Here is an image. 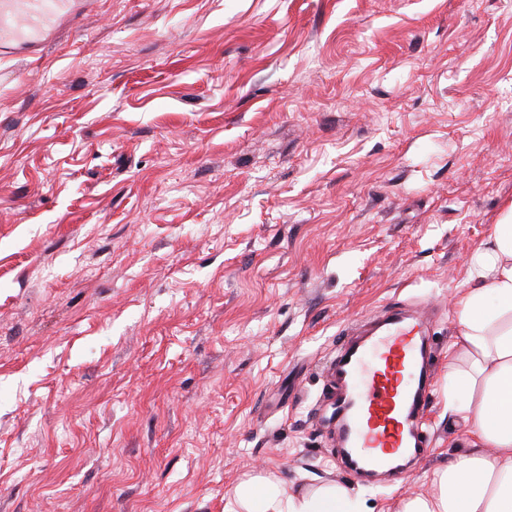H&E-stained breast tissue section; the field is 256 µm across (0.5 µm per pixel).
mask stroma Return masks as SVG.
<instances>
[{"label":"stroma","mask_w":512,"mask_h":512,"mask_svg":"<svg viewBox=\"0 0 512 512\" xmlns=\"http://www.w3.org/2000/svg\"><path fill=\"white\" fill-rule=\"evenodd\" d=\"M512 204V0H98L0 56V512H372L463 446L448 349ZM431 308L426 456L347 475L324 370ZM359 499L343 486L319 485L288 492L272 473L246 475L227 503L226 512H358ZM227 508V510H226Z\"/></svg>","instance_id":"stroma-1"}]
</instances>
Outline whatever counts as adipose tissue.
I'll list each match as a JSON object with an SVG mask.
<instances>
[{
    "label": "adipose tissue",
    "instance_id": "ef3b65f1",
    "mask_svg": "<svg viewBox=\"0 0 512 512\" xmlns=\"http://www.w3.org/2000/svg\"><path fill=\"white\" fill-rule=\"evenodd\" d=\"M468 282L457 301L448 409L469 423L470 436L433 470L431 492L407 496L399 512H512V207L472 257ZM358 502L343 486L294 493L261 472L237 483L226 512H356Z\"/></svg>",
    "mask_w": 512,
    "mask_h": 512
}]
</instances>
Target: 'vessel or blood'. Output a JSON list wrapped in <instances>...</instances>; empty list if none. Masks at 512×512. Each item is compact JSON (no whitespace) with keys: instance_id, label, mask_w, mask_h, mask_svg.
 <instances>
[{"instance_id":"1","label":"vessel or blood","mask_w":512,"mask_h":512,"mask_svg":"<svg viewBox=\"0 0 512 512\" xmlns=\"http://www.w3.org/2000/svg\"><path fill=\"white\" fill-rule=\"evenodd\" d=\"M75 10V0H0V51L39 54L59 21ZM427 321L423 313L385 308L375 328L345 345L327 369L342 390L337 442L356 476L427 449L422 427L409 425L425 408L434 379Z\"/></svg>"}]
</instances>
